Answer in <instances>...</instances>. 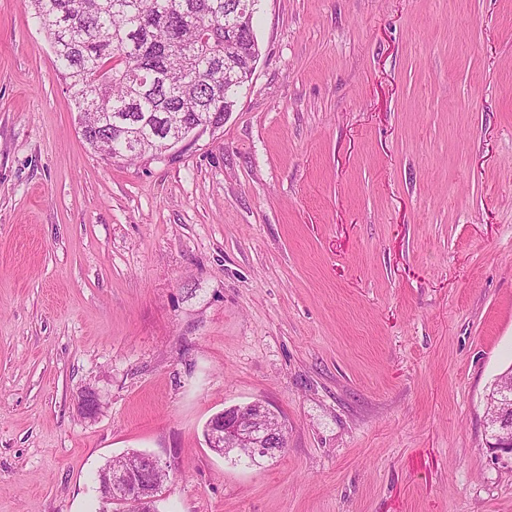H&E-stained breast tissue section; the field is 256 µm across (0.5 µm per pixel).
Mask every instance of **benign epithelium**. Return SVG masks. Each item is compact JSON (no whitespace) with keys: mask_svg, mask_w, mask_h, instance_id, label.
Here are the masks:
<instances>
[{"mask_svg":"<svg viewBox=\"0 0 512 512\" xmlns=\"http://www.w3.org/2000/svg\"><path fill=\"white\" fill-rule=\"evenodd\" d=\"M495 400L499 410L485 419L495 432L492 450L497 458L512 459V390L498 382L487 395ZM206 442L214 452L227 455L233 451L239 457L256 459L272 457L285 447L286 434L277 415L260 402L235 406L212 419L206 428ZM160 467L159 460L149 453H138V462L131 468L107 471L102 498L123 505L130 498L140 500L143 512H156L158 490L150 487L149 476Z\"/></svg>","mask_w":512,"mask_h":512,"instance_id":"7a95c632","label":"benign epithelium"}]
</instances>
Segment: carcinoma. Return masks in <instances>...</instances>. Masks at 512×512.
I'll return each mask as SVG.
<instances>
[{"label":"carcinoma","instance_id":"1","mask_svg":"<svg viewBox=\"0 0 512 512\" xmlns=\"http://www.w3.org/2000/svg\"><path fill=\"white\" fill-rule=\"evenodd\" d=\"M258 0H28L84 142L154 158L183 130L219 128L254 74Z\"/></svg>","mask_w":512,"mask_h":512}]
</instances>
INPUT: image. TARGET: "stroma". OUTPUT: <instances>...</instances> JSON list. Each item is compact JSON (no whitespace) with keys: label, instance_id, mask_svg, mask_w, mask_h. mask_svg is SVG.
I'll list each match as a JSON object with an SVG mask.
<instances>
[{"label":"stroma","instance_id":"stroma-1","mask_svg":"<svg viewBox=\"0 0 512 512\" xmlns=\"http://www.w3.org/2000/svg\"><path fill=\"white\" fill-rule=\"evenodd\" d=\"M223 127L113 162L0 0V512H512V0H261ZM98 394L95 416L81 397ZM259 401L288 446L221 456ZM504 380L505 378L499 380L487 395V399L497 402L499 410L486 413L485 419L495 429V432L491 435L495 442L491 446L496 457L512 459V390L502 387ZM205 438L208 447L218 454L234 450L237 457L255 460L281 452L287 437L277 415L262 403L252 402L213 417ZM112 467H127L135 464L134 454H126L113 458L97 476L98 484L106 475V469ZM162 466L159 460L149 453H138V462L131 468H117L107 471L106 479L102 487V498L109 503L124 505L130 498H138L142 504V512H156L155 503L158 500L160 489L150 487L149 476L157 468Z\"/></svg>","mask_w":512,"mask_h":512}]
</instances>
